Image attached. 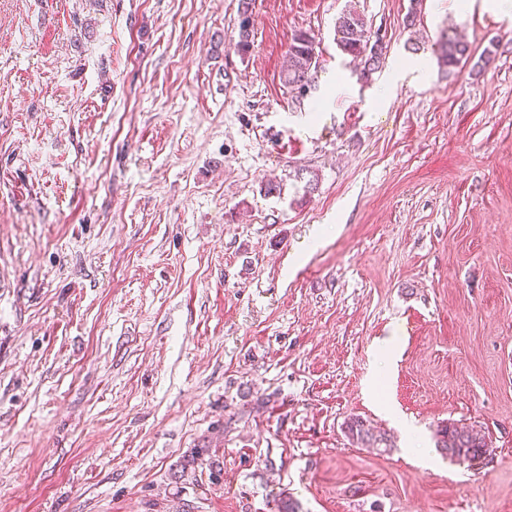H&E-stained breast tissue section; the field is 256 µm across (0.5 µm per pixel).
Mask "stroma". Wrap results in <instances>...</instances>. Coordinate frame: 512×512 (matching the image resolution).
I'll return each instance as SVG.
<instances>
[{"instance_id": "obj_1", "label": "stroma", "mask_w": 512, "mask_h": 512, "mask_svg": "<svg viewBox=\"0 0 512 512\" xmlns=\"http://www.w3.org/2000/svg\"><path fill=\"white\" fill-rule=\"evenodd\" d=\"M452 5L0 0V512H512V16ZM241 1V19L239 23V40L235 44L236 50L241 54H246L251 44V13H249L250 1ZM336 45L346 55L363 63L360 75L366 82L383 67L387 44L373 39L362 14L355 10L342 12L335 22ZM317 60L315 36L306 31L295 32L288 47V67L283 75L284 85L298 90L301 97L315 90L319 66ZM441 50L442 61L444 66L447 67L448 76L454 75L455 69H457L469 55L468 44L455 35H451L449 32L448 35L446 34L444 37ZM345 429L349 439L362 447L378 448L382 444L385 447L389 446L388 439L382 434L374 433L370 425L361 418H350L346 422ZM437 447L459 461L473 462L490 455L491 441L473 428L446 424L436 431Z\"/></svg>"}]
</instances>
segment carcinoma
Returning <instances> with one entry per match:
<instances>
[{
	"label": "carcinoma",
	"instance_id": "cac0c4a2",
	"mask_svg": "<svg viewBox=\"0 0 512 512\" xmlns=\"http://www.w3.org/2000/svg\"><path fill=\"white\" fill-rule=\"evenodd\" d=\"M249 0H241V19L239 23V40L236 50L245 54L251 44V13ZM336 45L338 49L363 63L360 75L368 81L372 75L383 67L387 44L373 38L362 14L355 10L341 13L335 22ZM442 61L447 67L448 75L455 74L461 63L468 58V44L458 37L448 34L441 44ZM315 36L306 31L293 34L288 47V67L283 75V83L301 96L308 95L315 89L318 69ZM349 439L366 448H377L388 444V439L373 432L366 421L353 417L345 426ZM437 447L445 454L459 461L473 462L491 454V441L478 431L455 424H446L436 431Z\"/></svg>",
	"mask_w": 512,
	"mask_h": 512
}]
</instances>
